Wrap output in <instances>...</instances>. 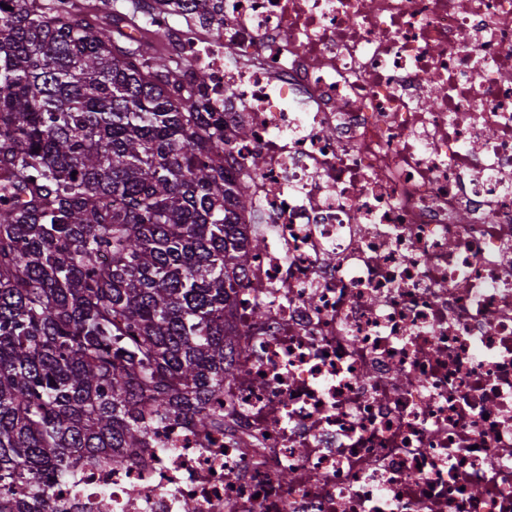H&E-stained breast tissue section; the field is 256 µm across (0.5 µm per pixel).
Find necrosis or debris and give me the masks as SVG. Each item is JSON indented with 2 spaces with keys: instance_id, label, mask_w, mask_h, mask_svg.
Instances as JSON below:
<instances>
[{
  "instance_id": "4bbe7bcc",
  "label": "necrosis or debris",
  "mask_w": 512,
  "mask_h": 512,
  "mask_svg": "<svg viewBox=\"0 0 512 512\" xmlns=\"http://www.w3.org/2000/svg\"><path fill=\"white\" fill-rule=\"evenodd\" d=\"M152 21L184 85L208 77L264 247L226 313L218 426L77 465L53 503L512 512V0H224L209 26Z\"/></svg>"
}]
</instances>
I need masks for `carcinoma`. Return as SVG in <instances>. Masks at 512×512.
Returning a JSON list of instances; mask_svg holds the SVG:
<instances>
[{
  "mask_svg": "<svg viewBox=\"0 0 512 512\" xmlns=\"http://www.w3.org/2000/svg\"><path fill=\"white\" fill-rule=\"evenodd\" d=\"M94 11L0 0V512H52L77 461L123 465L168 421L214 427L229 289L263 249L202 113L207 76L184 90L145 0Z\"/></svg>",
  "mask_w": 512,
  "mask_h": 512,
  "instance_id": "carcinoma-1",
  "label": "carcinoma"
}]
</instances>
